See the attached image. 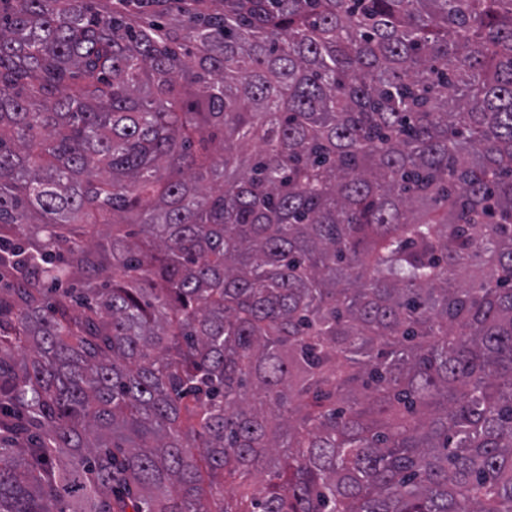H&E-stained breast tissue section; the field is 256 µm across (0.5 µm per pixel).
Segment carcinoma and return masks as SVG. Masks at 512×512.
<instances>
[{
	"label": "carcinoma",
	"instance_id": "obj_1",
	"mask_svg": "<svg viewBox=\"0 0 512 512\" xmlns=\"http://www.w3.org/2000/svg\"><path fill=\"white\" fill-rule=\"evenodd\" d=\"M0 512H512V0H0Z\"/></svg>",
	"mask_w": 512,
	"mask_h": 512
}]
</instances>
